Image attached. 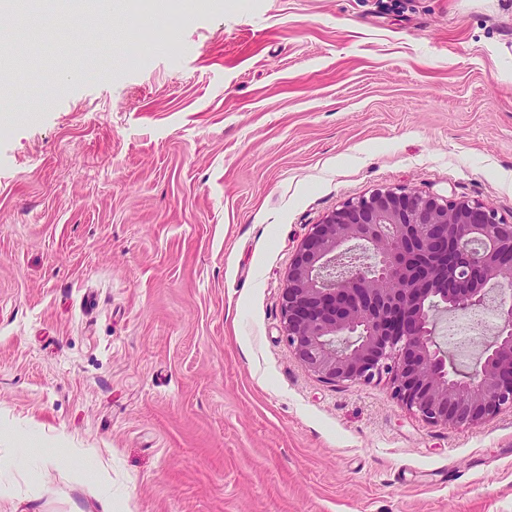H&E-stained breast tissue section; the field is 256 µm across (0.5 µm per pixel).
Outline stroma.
<instances>
[{"mask_svg": "<svg viewBox=\"0 0 512 512\" xmlns=\"http://www.w3.org/2000/svg\"><path fill=\"white\" fill-rule=\"evenodd\" d=\"M111 21L62 16L67 68L0 86V512H512V411L427 424L389 379L317 378L281 323L296 246L346 201L512 221V0H114ZM33 33L9 13L0 50Z\"/></svg>", "mask_w": 512, "mask_h": 512, "instance_id": "35a3bbf8", "label": "stroma"}]
</instances>
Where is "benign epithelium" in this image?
I'll use <instances>...</instances> for the list:
<instances>
[{"label":"benign epithelium","instance_id":"obj_1","mask_svg":"<svg viewBox=\"0 0 512 512\" xmlns=\"http://www.w3.org/2000/svg\"><path fill=\"white\" fill-rule=\"evenodd\" d=\"M358 242L373 263L338 278ZM500 287L496 333L460 378L434 312H472ZM288 351L326 383L389 376L394 397L433 426L477 428L512 409V222L479 200L380 188L311 225L281 293Z\"/></svg>","mask_w":512,"mask_h":512}]
</instances>
